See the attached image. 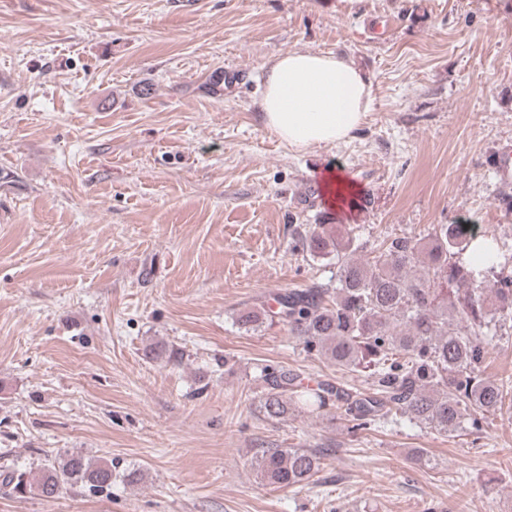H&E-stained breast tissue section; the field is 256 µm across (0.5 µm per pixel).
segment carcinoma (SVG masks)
<instances>
[{"label": "carcinoma", "instance_id": "1", "mask_svg": "<svg viewBox=\"0 0 512 512\" xmlns=\"http://www.w3.org/2000/svg\"><path fill=\"white\" fill-rule=\"evenodd\" d=\"M356 238L333 224L309 226L301 237L310 255L336 260V287L293 290L276 299L277 309L241 312L237 323L256 329L279 319L303 348L316 351L345 372H365L375 392L352 399L336 387H304L288 370L265 364L258 380L265 385L259 409L271 420L284 421L296 408L325 411L332 407L361 429L397 422L408 416L428 429L452 434L468 421L475 429L504 404L507 386L483 376L492 329L512 323V272L487 267L492 279L476 288V270L456 261L464 252L482 251L493 262V238L470 224H439L424 244L395 238L368 262L352 258ZM424 257L428 274L412 268ZM495 292L494 314L486 310L484 289ZM252 468L278 488L306 485L321 468V456L305 448H259ZM139 468L121 473L81 452L45 460L33 472L15 466L0 482L14 493L52 498L66 486L99 494L120 479L142 480Z\"/></svg>", "mask_w": 512, "mask_h": 512}]
</instances>
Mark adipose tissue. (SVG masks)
Listing matches in <instances>:
<instances>
[{"mask_svg": "<svg viewBox=\"0 0 512 512\" xmlns=\"http://www.w3.org/2000/svg\"><path fill=\"white\" fill-rule=\"evenodd\" d=\"M263 70V124L294 149L352 138L370 110L372 83L345 56L291 50L268 59Z\"/></svg>", "mask_w": 512, "mask_h": 512, "instance_id": "adipose-tissue-1", "label": "adipose tissue"}]
</instances>
